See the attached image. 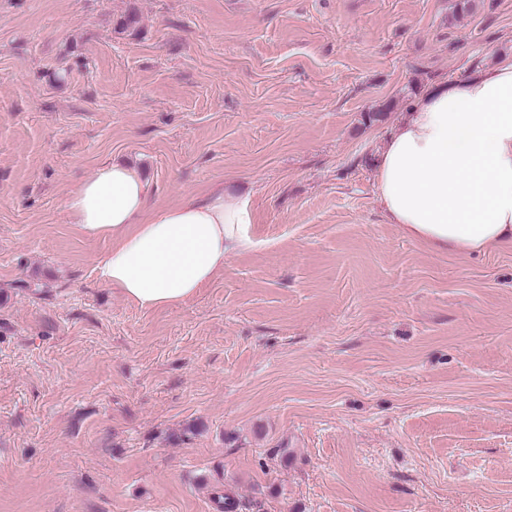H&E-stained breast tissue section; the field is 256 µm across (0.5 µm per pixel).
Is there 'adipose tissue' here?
I'll return each instance as SVG.
<instances>
[{"mask_svg": "<svg viewBox=\"0 0 512 512\" xmlns=\"http://www.w3.org/2000/svg\"><path fill=\"white\" fill-rule=\"evenodd\" d=\"M390 223L438 252L512 248V56L413 99L376 164ZM65 208L89 238H108L98 281L144 308L192 299L233 254L252 249L246 198L219 192L153 210L133 167L99 165Z\"/></svg>", "mask_w": 512, "mask_h": 512, "instance_id": "ef3b65f1", "label": "adipose tissue"}]
</instances>
